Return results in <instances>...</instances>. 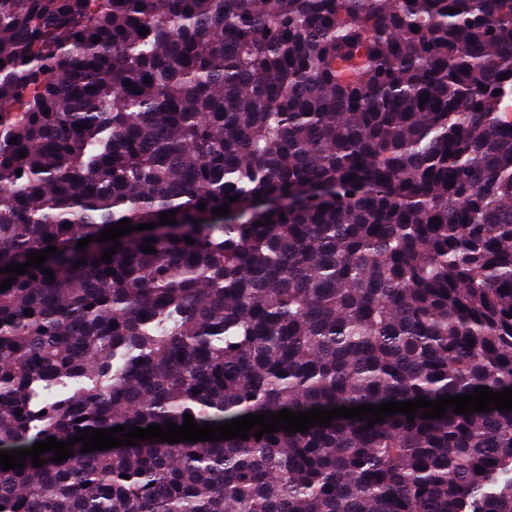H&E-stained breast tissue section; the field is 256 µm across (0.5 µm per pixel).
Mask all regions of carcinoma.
Listing matches in <instances>:
<instances>
[{"mask_svg": "<svg viewBox=\"0 0 512 512\" xmlns=\"http://www.w3.org/2000/svg\"><path fill=\"white\" fill-rule=\"evenodd\" d=\"M0 60V283L57 247L0 290V450L512 389V0H0ZM422 413L78 442L0 506L512 512V411Z\"/></svg>", "mask_w": 512, "mask_h": 512, "instance_id": "1", "label": "carcinoma"}]
</instances>
